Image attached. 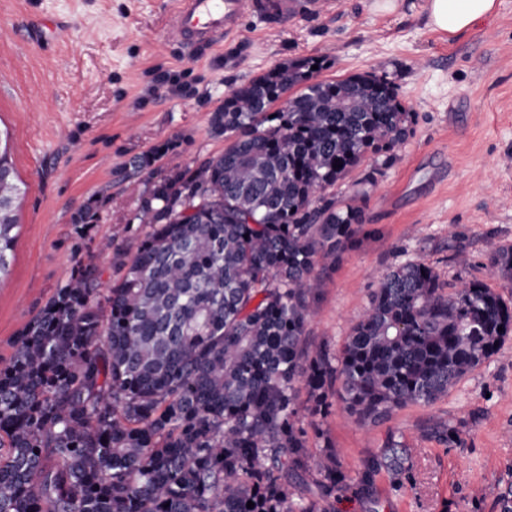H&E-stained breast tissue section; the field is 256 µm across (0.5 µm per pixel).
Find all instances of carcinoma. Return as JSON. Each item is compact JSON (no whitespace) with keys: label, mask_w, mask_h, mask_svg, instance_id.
<instances>
[{"label":"carcinoma","mask_w":512,"mask_h":512,"mask_svg":"<svg viewBox=\"0 0 512 512\" xmlns=\"http://www.w3.org/2000/svg\"><path fill=\"white\" fill-rule=\"evenodd\" d=\"M314 65L284 62L233 89L211 119L222 154L160 172L165 148L134 159L149 171L136 214L147 231L78 256L0 367V512H330L351 478L333 453L311 469L303 420L327 412L333 382L376 424L436 403L512 332V307L486 283L445 287L406 261L380 277L338 357L307 342L322 276L364 221L356 200L325 190L369 154L375 185L411 123L386 78L318 80ZM19 194L5 146L0 274ZM487 259L511 287L512 246ZM409 470L395 440L364 462L369 512L376 478L401 488ZM311 476L317 496L298 495Z\"/></svg>","instance_id":"carcinoma-1"}]
</instances>
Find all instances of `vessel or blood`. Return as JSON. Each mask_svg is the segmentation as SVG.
Returning <instances> with one entry per match:
<instances>
[{"label":"vessel or blood","instance_id":"b4317fda","mask_svg":"<svg viewBox=\"0 0 512 512\" xmlns=\"http://www.w3.org/2000/svg\"><path fill=\"white\" fill-rule=\"evenodd\" d=\"M244 8L243 0H174L166 36L190 51L207 50L238 32Z\"/></svg>","mask_w":512,"mask_h":512}]
</instances>
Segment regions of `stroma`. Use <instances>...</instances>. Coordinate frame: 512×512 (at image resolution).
<instances>
[{"instance_id": "1", "label": "stroma", "mask_w": 512, "mask_h": 512, "mask_svg": "<svg viewBox=\"0 0 512 512\" xmlns=\"http://www.w3.org/2000/svg\"><path fill=\"white\" fill-rule=\"evenodd\" d=\"M315 0L269 24L245 12L239 32L197 57L163 37L167 0H0V130L23 191L16 241L0 278V366L12 341L69 277L78 252L134 223L132 161L158 146L159 170L223 153L213 112L233 88L274 65L316 57L318 77L372 72L392 82L412 132L376 185L354 169L328 195L365 191L356 245L324 280L309 339L339 354L377 278L405 261L431 265L440 282L478 279L512 306L492 275L488 242L512 245V0L454 37L432 30L425 0ZM70 31L53 41L46 26ZM94 206L84 236L75 219ZM445 420L460 432L446 447ZM311 436L332 445L357 477L387 440L409 450L412 479L376 481L380 512H503L512 488V334L430 406L358 424L340 398Z\"/></svg>"}]
</instances>
